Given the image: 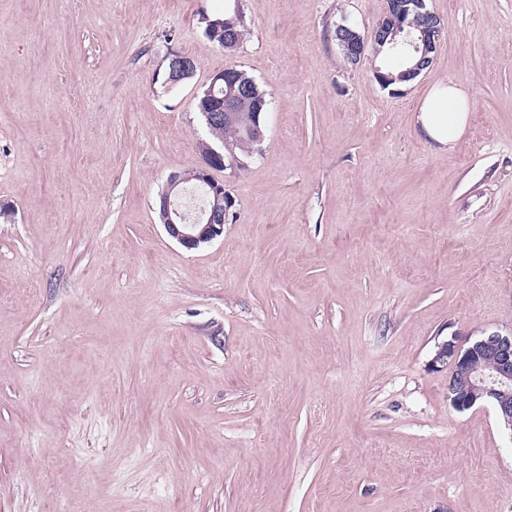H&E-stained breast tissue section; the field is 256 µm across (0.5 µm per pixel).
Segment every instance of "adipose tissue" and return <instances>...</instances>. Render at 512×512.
Returning <instances> with one entry per match:
<instances>
[{
	"label": "adipose tissue",
	"mask_w": 512,
	"mask_h": 512,
	"mask_svg": "<svg viewBox=\"0 0 512 512\" xmlns=\"http://www.w3.org/2000/svg\"><path fill=\"white\" fill-rule=\"evenodd\" d=\"M471 99L458 82L437 83L421 104L416 122L439 148H452L463 131Z\"/></svg>",
	"instance_id": "ef3b65f1"
}]
</instances>
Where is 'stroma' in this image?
Listing matches in <instances>:
<instances>
[{"mask_svg": "<svg viewBox=\"0 0 512 512\" xmlns=\"http://www.w3.org/2000/svg\"><path fill=\"white\" fill-rule=\"evenodd\" d=\"M427 4L433 64L384 89L327 31L385 0H243L233 52L226 0H0V512H512V435L431 365L512 333V0ZM227 67L265 138L189 250L154 203ZM449 80L443 152L415 116ZM232 5H229L227 9L224 10V14H213V15H202L201 23L203 24V33L205 34L209 24L216 19L224 20V32L223 27L220 34L207 36V38L213 43L217 44L219 47L223 42V37L231 34L234 40L237 41V46L244 40L247 34V22L246 16L243 12V7L241 4V0H233ZM224 17V18H223ZM231 37L226 38V41L230 42ZM471 99L459 82L437 83L419 107L415 119L428 140L450 149L463 131Z\"/></svg>", "mask_w": 512, "mask_h": 512, "instance_id": "stroma-1", "label": "stroma"}]
</instances>
